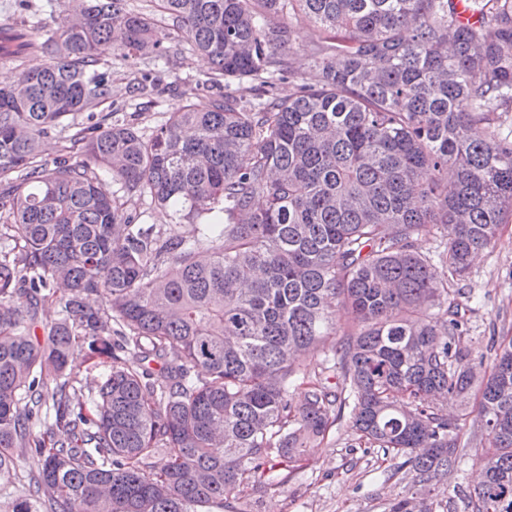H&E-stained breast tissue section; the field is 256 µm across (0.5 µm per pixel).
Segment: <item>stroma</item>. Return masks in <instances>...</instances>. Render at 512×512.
I'll use <instances>...</instances> for the list:
<instances>
[{
  "mask_svg": "<svg viewBox=\"0 0 512 512\" xmlns=\"http://www.w3.org/2000/svg\"><path fill=\"white\" fill-rule=\"evenodd\" d=\"M40 5L41 0H32L25 15L27 23L40 26L32 34L35 48L19 58L0 57V76L5 81H12L22 69L47 61L39 44L44 28L53 27L54 21ZM317 40L318 33L311 26L297 28L299 50L292 58L295 76L280 83L281 95L295 93L299 81L313 78L310 56ZM147 68L157 77L158 90L152 104L140 110L131 85L138 70ZM210 76L209 61L187 44L168 63L156 66L147 60L116 56L112 59L111 95L99 110L114 113L120 120L134 119L138 127L148 131L184 104L185 90L206 84ZM461 286L468 307L464 347L468 359L476 364L493 357L503 337H512V223L503 225L496 247L477 261ZM483 431L479 417L470 415L461 434L465 455L437 488L439 501L448 505L447 512H471L478 436ZM410 478L409 468H397L381 449L360 445L348 421L342 419L299 469L279 474L274 485L250 494V512H389L391 504L407 494Z\"/></svg>",
  "mask_w": 512,
  "mask_h": 512,
  "instance_id": "obj_1",
  "label": "stroma"
}]
</instances>
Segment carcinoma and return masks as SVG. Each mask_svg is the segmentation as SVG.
Masks as SVG:
<instances>
[{"label": "carcinoma", "instance_id": "1", "mask_svg": "<svg viewBox=\"0 0 512 512\" xmlns=\"http://www.w3.org/2000/svg\"><path fill=\"white\" fill-rule=\"evenodd\" d=\"M490 2L463 23L455 0H158L224 90L146 133L95 108L108 59L167 60L169 29L128 0H48V63L0 87L12 512H247L246 489L296 470L346 408L358 439L410 465L390 512H436L418 495L459 464L472 398L486 431L472 512H512V338L477 377L450 289L512 220V0ZM301 25L318 32L316 82L281 98ZM26 37L0 25V56ZM243 82L255 100L231 89ZM63 132L81 160H40ZM104 173L194 236L141 224ZM429 224L442 240L427 256ZM77 348L109 364L90 400L68 369Z\"/></svg>", "mask_w": 512, "mask_h": 512}]
</instances>
